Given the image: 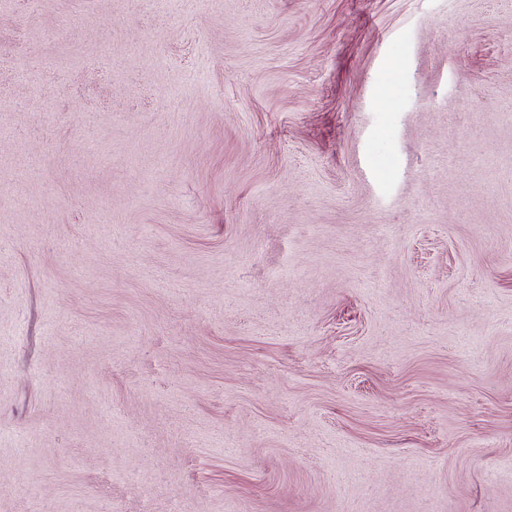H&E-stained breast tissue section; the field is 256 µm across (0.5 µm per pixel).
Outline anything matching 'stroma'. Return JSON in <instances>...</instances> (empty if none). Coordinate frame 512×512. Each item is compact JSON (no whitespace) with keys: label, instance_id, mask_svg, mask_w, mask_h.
<instances>
[{"label":"stroma","instance_id":"35a3bbf8","mask_svg":"<svg viewBox=\"0 0 512 512\" xmlns=\"http://www.w3.org/2000/svg\"><path fill=\"white\" fill-rule=\"evenodd\" d=\"M0 512H512V0H0Z\"/></svg>","mask_w":512,"mask_h":512}]
</instances>
